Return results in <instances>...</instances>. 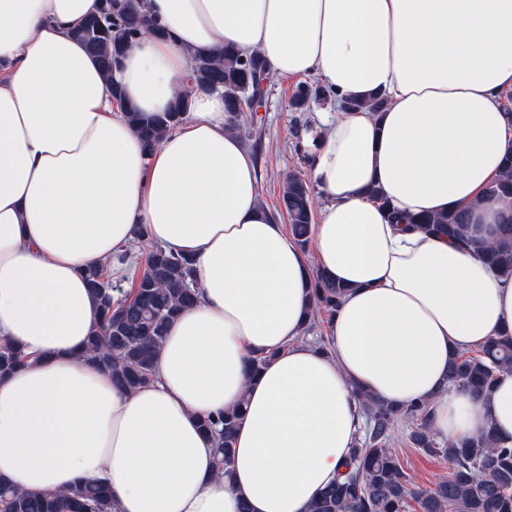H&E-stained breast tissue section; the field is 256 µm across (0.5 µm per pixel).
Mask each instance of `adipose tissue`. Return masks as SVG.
<instances>
[{
    "label": "adipose tissue",
    "instance_id": "ef3b65f1",
    "mask_svg": "<svg viewBox=\"0 0 512 512\" xmlns=\"http://www.w3.org/2000/svg\"><path fill=\"white\" fill-rule=\"evenodd\" d=\"M98 7L0 0V344L34 357L0 377V480L28 493L102 480L116 512H307L345 470L361 389L430 402L439 439L490 424L511 448L512 374L480 400L447 375L451 351L512 331V276L446 236L398 232L367 189L405 214L467 211L469 234L495 239L512 214L485 196L512 150L499 102L512 0H144L166 35L139 37L110 80L73 35ZM225 46L338 100L388 101L382 117L341 110L320 128L312 253L262 206L223 92L188 95L150 147L120 108L169 111L191 57ZM140 226L193 258L200 296L154 381L130 391L81 356L99 319L85 273ZM316 272L347 288L323 352L301 340ZM257 356L269 362L254 373ZM237 405L220 479L198 420Z\"/></svg>",
    "mask_w": 512,
    "mask_h": 512
}]
</instances>
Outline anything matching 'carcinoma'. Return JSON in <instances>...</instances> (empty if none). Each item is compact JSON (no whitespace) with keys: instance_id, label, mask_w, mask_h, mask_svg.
I'll list each match as a JSON object with an SVG mask.
<instances>
[{"instance_id":"carcinoma-1","label":"carcinoma","mask_w":512,"mask_h":512,"mask_svg":"<svg viewBox=\"0 0 512 512\" xmlns=\"http://www.w3.org/2000/svg\"><path fill=\"white\" fill-rule=\"evenodd\" d=\"M151 26L138 0H101L97 14L75 29V37L98 61L105 77H112L127 50ZM191 91L223 90L230 119L243 108L261 100L262 82L271 79L256 55L241 56L224 47L195 55L189 62ZM333 100L334 93L321 84L297 85L290 106L307 111L313 100ZM188 94L181 95L174 109L143 121L132 106L123 105L128 121L147 145L182 122L187 114ZM486 195L512 203V152L505 159L502 175L488 184ZM282 204L295 242L306 247L313 224L312 195L307 182L290 174L282 187ZM413 229L439 231L481 253L486 262L505 275H512V217L500 225L496 242L484 245L467 237L468 220L462 211L421 217H395ZM99 297L101 313L89 337L85 353L112 374L115 384L136 389L154 380V357L171 322L199 299L192 260L158 245L146 247L143 270L126 297L112 296L110 271L100 267L88 274ZM345 288L313 277L310 284L312 309L310 329L324 312L334 316ZM31 355L10 343L0 345V374L28 365ZM512 373V332L489 338L474 354L457 352L448 359V380L468 389L475 398H485L498 377ZM366 431L351 451L350 465L341 477L309 505L308 512H512V448L496 443L492 427L475 437L440 443L430 430V409L417 403L395 408L376 396L359 393ZM242 407L200 419V428L215 443L217 473L227 476L234 454V439ZM407 425L412 447L429 457L448 460V479L433 488H417L400 455L390 447L395 430ZM112 491L105 485L85 481L62 493L30 494L0 481V512H112Z\"/></svg>"}]
</instances>
